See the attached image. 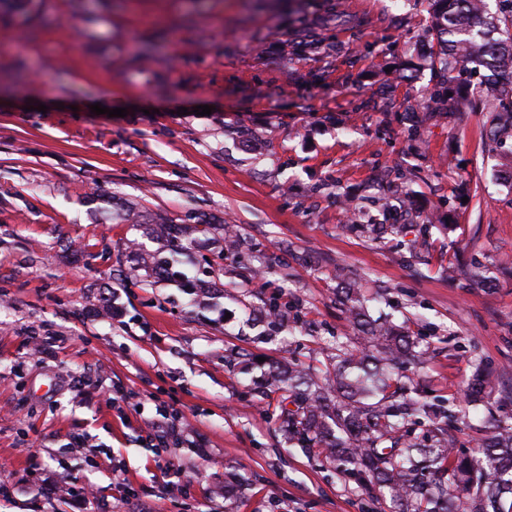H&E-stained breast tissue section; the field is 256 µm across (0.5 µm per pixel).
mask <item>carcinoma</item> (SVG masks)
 <instances>
[{
  "label": "carcinoma",
  "mask_w": 512,
  "mask_h": 512,
  "mask_svg": "<svg viewBox=\"0 0 512 512\" xmlns=\"http://www.w3.org/2000/svg\"><path fill=\"white\" fill-rule=\"evenodd\" d=\"M435 20L442 79L425 102L412 109L410 134L424 137L426 121L443 116L453 72L474 66L485 71L489 94L486 139L500 147L512 141V0L492 12L486 0H429ZM321 41L309 29L281 42L285 56L319 53ZM341 303L353 325L369 335V350H342L321 375L299 367L264 373L278 383L280 420L288 439L315 449L336 470L355 480L391 512H512V409L491 418V431L478 439L475 454L456 450L458 422L479 397L495 386L492 373L476 369L464 403L453 411L426 400L403 374L420 365L427 348L391 322L367 320L357 285L344 289ZM428 422L431 444L408 434L409 423Z\"/></svg>",
  "instance_id": "cac0c4a2"
}]
</instances>
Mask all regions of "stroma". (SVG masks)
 <instances>
[{
  "instance_id": "35a3bbf8",
  "label": "stroma",
  "mask_w": 512,
  "mask_h": 512,
  "mask_svg": "<svg viewBox=\"0 0 512 512\" xmlns=\"http://www.w3.org/2000/svg\"><path fill=\"white\" fill-rule=\"evenodd\" d=\"M346 3L349 27L322 23L324 0H0V512H224L230 472L246 479L235 512H387L288 443L275 387L242 369L361 349L350 281L372 319L428 344L408 374L430 398L455 407L477 362L512 381V185L482 76L459 73L470 104L411 141L407 108L438 73L395 68L434 46L427 4ZM306 23L332 52L288 60L279 43ZM94 192L146 223H116ZM153 217L192 247L183 278L142 263ZM386 222L402 232L364 230ZM273 300L287 325L265 318ZM32 336L56 338L52 358ZM159 406L190 417L192 447H156Z\"/></svg>"
}]
</instances>
